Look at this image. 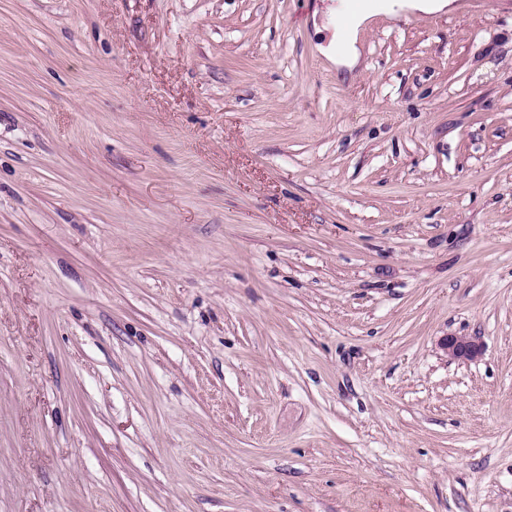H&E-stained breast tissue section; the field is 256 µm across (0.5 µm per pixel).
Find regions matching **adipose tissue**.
<instances>
[{
  "mask_svg": "<svg viewBox=\"0 0 512 512\" xmlns=\"http://www.w3.org/2000/svg\"><path fill=\"white\" fill-rule=\"evenodd\" d=\"M454 7V0H364L353 22L347 27L337 28L336 38L329 49L337 65H352L358 57L359 31L371 17L379 14L397 18L407 14L448 13Z\"/></svg>",
  "mask_w": 512,
  "mask_h": 512,
  "instance_id": "1",
  "label": "adipose tissue"
}]
</instances>
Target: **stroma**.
<instances>
[{
	"instance_id": "1",
	"label": "stroma",
	"mask_w": 512,
	"mask_h": 512,
	"mask_svg": "<svg viewBox=\"0 0 512 512\" xmlns=\"http://www.w3.org/2000/svg\"><path fill=\"white\" fill-rule=\"evenodd\" d=\"M458 2L349 69L334 0H0V512H512V0ZM441 345L453 359L471 360L480 356L483 351V345L471 336H446Z\"/></svg>"
}]
</instances>
